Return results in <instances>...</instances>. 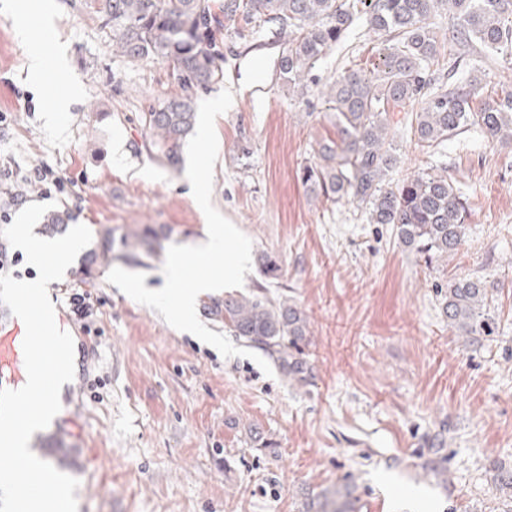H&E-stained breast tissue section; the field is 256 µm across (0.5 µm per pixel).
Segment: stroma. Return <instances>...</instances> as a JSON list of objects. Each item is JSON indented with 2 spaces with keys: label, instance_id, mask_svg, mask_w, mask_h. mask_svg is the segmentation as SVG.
Masks as SVG:
<instances>
[{
  "label": "stroma",
  "instance_id": "obj_1",
  "mask_svg": "<svg viewBox=\"0 0 512 512\" xmlns=\"http://www.w3.org/2000/svg\"><path fill=\"white\" fill-rule=\"evenodd\" d=\"M16 2L0 0V230L21 205L52 203L93 235L53 284L59 305L85 290L98 308L95 348L79 360L82 412L32 443L78 479V512H302L334 489L355 512H512L493 484L498 466H512V144L476 129L432 153L401 144L391 182L431 167L470 198L462 246L426 269L390 226L367 223L355 203L313 198L301 180L336 135L322 90L381 62L363 20L304 94L280 78L274 25L224 37L223 80L195 95L234 94L215 120L212 203L253 253L279 256L269 290L308 315L312 379L299 387L223 357L108 282L120 267L159 289L168 248L208 239L185 167L144 147L142 112L180 88L167 63L117 54L86 0H50L65 69L31 78ZM458 64L479 98L512 85V65L478 43L462 46ZM62 72L77 96L53 114ZM35 168L62 189L32 182ZM146 229L153 252L124 259L122 240ZM464 275L498 284L497 331L474 344L449 329L435 290Z\"/></svg>",
  "mask_w": 512,
  "mask_h": 512
}]
</instances>
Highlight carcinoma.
Segmentation results:
<instances>
[{"label":"carcinoma","mask_w":512,"mask_h":512,"mask_svg":"<svg viewBox=\"0 0 512 512\" xmlns=\"http://www.w3.org/2000/svg\"><path fill=\"white\" fill-rule=\"evenodd\" d=\"M88 6L110 29L112 45L123 57L162 61L175 73L183 94L141 115L150 155L171 167L181 163L184 141L195 127V91L224 79V55L214 30L218 16L230 28L273 24L277 35L288 36L280 77L302 90L355 17H364L384 45L381 64L369 74L347 69L329 84L324 97L337 138L319 144L303 182L315 197L365 205L369 223L392 226L399 244L428 267L464 242L469 201L445 174L423 170L394 186L387 181L403 135V129L388 124V112L418 106L410 132L424 149H436L472 128L493 143L512 142V90L476 109V86H447L435 78L440 62L454 58L462 39L495 51L512 48V0H88ZM444 7L457 20V39L448 42L431 22ZM258 264L267 279L280 278L275 253H261ZM492 303L494 287L477 276L450 279L441 295L448 327L470 339L494 332ZM203 309L240 341L267 354L288 380L309 384L312 368L302 349L308 317L294 300L272 296L261 285L247 294L229 293ZM495 489L512 499V469L499 470ZM307 512L348 510L333 496L308 503Z\"/></svg>","instance_id":"carcinoma-1"}]
</instances>
